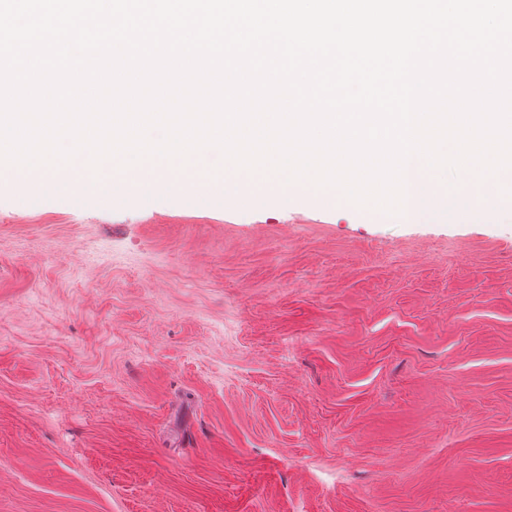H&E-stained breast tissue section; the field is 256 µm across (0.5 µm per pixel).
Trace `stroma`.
Here are the masks:
<instances>
[{"label":"stroma","mask_w":512,"mask_h":512,"mask_svg":"<svg viewBox=\"0 0 512 512\" xmlns=\"http://www.w3.org/2000/svg\"><path fill=\"white\" fill-rule=\"evenodd\" d=\"M0 512H512V207L1 202Z\"/></svg>","instance_id":"35a3bbf8"}]
</instances>
